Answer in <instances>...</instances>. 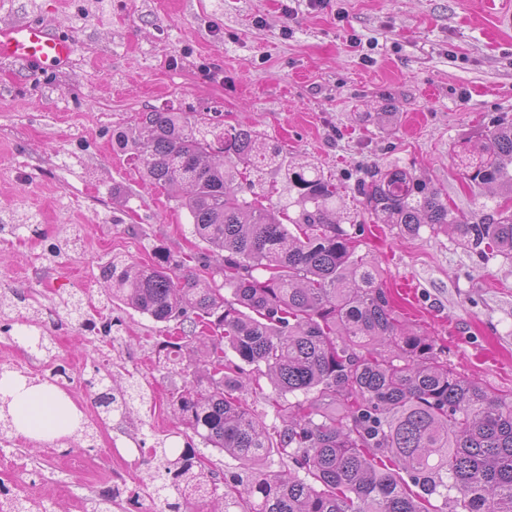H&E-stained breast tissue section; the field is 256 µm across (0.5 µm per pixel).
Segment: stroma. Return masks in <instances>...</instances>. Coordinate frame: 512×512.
Listing matches in <instances>:
<instances>
[{"mask_svg": "<svg viewBox=\"0 0 512 512\" xmlns=\"http://www.w3.org/2000/svg\"><path fill=\"white\" fill-rule=\"evenodd\" d=\"M512 0H0V23L39 17L73 36L64 72L23 74L0 61V216L32 226L0 235V286L40 310L0 329V368L45 379L36 336L78 374L135 378L144 404L113 415L95 446L83 437L0 439V483L43 512H88L113 488L139 493L149 475L138 449L179 452L192 433L167 402L184 380L160 348L164 324L122 304L102 307L100 270L112 256L150 263L155 246L193 252L190 218L143 180L112 143L150 110L220 112L228 125L286 143L319 166L343 196L342 224L379 264L400 314L434 336L458 372L512 392V262L480 258L454 237H401L374 223L354 193L373 165L399 164L431 179L449 206L477 200L452 149L512 118ZM393 113L382 125L379 113ZM89 320L118 323L92 336ZM140 495V493H139ZM141 512H159L140 495Z\"/></svg>", "mask_w": 512, "mask_h": 512, "instance_id": "stroma-1", "label": "stroma"}]
</instances>
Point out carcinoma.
Segmentation results:
<instances>
[{
  "instance_id": "carcinoma-1",
  "label": "carcinoma",
  "mask_w": 512,
  "mask_h": 512,
  "mask_svg": "<svg viewBox=\"0 0 512 512\" xmlns=\"http://www.w3.org/2000/svg\"><path fill=\"white\" fill-rule=\"evenodd\" d=\"M115 141L208 249L177 260L159 248L149 266L113 258L101 267L102 303L179 322L181 335L161 343L185 375L169 404L203 447L240 464L215 481L200 452L174 456L160 441L153 454L169 482L149 481L147 496L168 512H188L184 488L204 484L218 512H512V392L459 374L434 338L406 325L336 219L331 178L210 112H142ZM453 152L478 211L448 207L433 182L396 163L358 180L360 203L399 234L449 231L483 259L511 261L512 121ZM279 177L295 195L263 204ZM23 303L1 293L0 322ZM262 377L283 422L273 432L247 400ZM104 381L98 368L82 379L105 386L99 422L145 403L139 382L116 391ZM97 423L78 429L91 444ZM275 456L288 477L268 469ZM4 507L36 509L17 495Z\"/></svg>"
}]
</instances>
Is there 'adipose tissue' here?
Returning a JSON list of instances; mask_svg holds the SVG:
<instances>
[{
  "label": "adipose tissue",
  "instance_id": "ef3b65f1",
  "mask_svg": "<svg viewBox=\"0 0 512 512\" xmlns=\"http://www.w3.org/2000/svg\"><path fill=\"white\" fill-rule=\"evenodd\" d=\"M0 392L11 395L10 412L16 422L19 434L26 437H39L46 434L57 436L70 433L74 419L70 411L57 399L55 393L46 386L26 387L0 380Z\"/></svg>",
  "mask_w": 512,
  "mask_h": 512
}]
</instances>
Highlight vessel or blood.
<instances>
[{"instance_id": "vessel-or-blood-1", "label": "vessel or blood", "mask_w": 512, "mask_h": 512, "mask_svg": "<svg viewBox=\"0 0 512 512\" xmlns=\"http://www.w3.org/2000/svg\"><path fill=\"white\" fill-rule=\"evenodd\" d=\"M75 51L76 45L69 35L38 18L0 27V60L34 72L68 66Z\"/></svg>"}]
</instances>
